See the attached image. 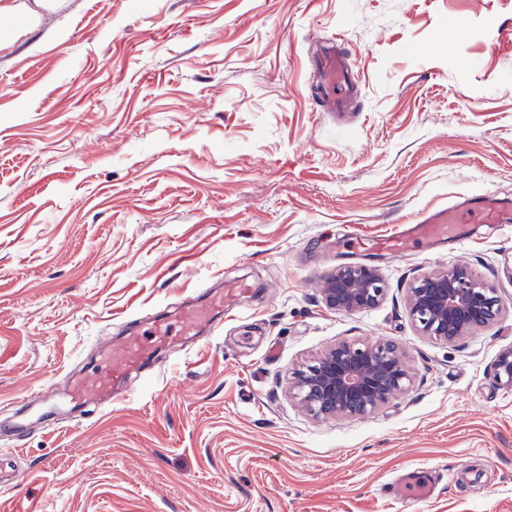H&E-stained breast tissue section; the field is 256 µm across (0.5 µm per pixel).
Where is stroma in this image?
Wrapping results in <instances>:
<instances>
[{
    "instance_id": "stroma-1",
    "label": "stroma",
    "mask_w": 512,
    "mask_h": 512,
    "mask_svg": "<svg viewBox=\"0 0 512 512\" xmlns=\"http://www.w3.org/2000/svg\"><path fill=\"white\" fill-rule=\"evenodd\" d=\"M0 24V421L66 395L97 341L231 282L214 332L179 335L107 410L29 412L0 440V512H512V0H10ZM339 39L359 105L327 112L314 44ZM468 201L462 244L374 239ZM375 268L381 303L321 288ZM468 267L504 309L421 335L419 277ZM398 342L409 387L317 421L289 388L341 341ZM424 468L406 508L388 487ZM385 288L376 269L366 265H345L327 279L322 293L335 311L359 312L376 306ZM396 488L400 495L406 497V503L414 506L416 503L431 497L434 484L428 477V472L415 468L399 476Z\"/></svg>"
}]
</instances>
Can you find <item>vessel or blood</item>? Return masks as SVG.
<instances>
[{
  "label": "vessel or blood",
  "instance_id": "1",
  "mask_svg": "<svg viewBox=\"0 0 512 512\" xmlns=\"http://www.w3.org/2000/svg\"><path fill=\"white\" fill-rule=\"evenodd\" d=\"M317 66L331 110L345 111L358 94V87L350 78L345 55L338 52L334 45H325L317 55ZM464 221L463 207L451 205L426 214L406 229L379 238L375 246L378 250L396 255L411 244L428 240H450L458 243L463 239L461 227ZM248 291V286L242 282L225 285L222 291L213 293L209 301L179 312L178 322L181 329L185 333H192L198 326L209 321L214 310L237 303ZM168 332L169 322L163 319L157 322L152 338L133 333L119 342L104 341L96 366L84 374L71 389L72 402L108 398L116 390L130 389L132 374L166 343ZM396 488L405 497L407 504L413 505L431 497L434 484L427 472L415 468L399 476Z\"/></svg>",
  "mask_w": 512,
  "mask_h": 512
}]
</instances>
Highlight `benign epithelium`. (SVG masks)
I'll return each mask as SVG.
<instances>
[{"mask_svg":"<svg viewBox=\"0 0 512 512\" xmlns=\"http://www.w3.org/2000/svg\"><path fill=\"white\" fill-rule=\"evenodd\" d=\"M384 292L376 269L366 265L339 267L322 288L327 306L342 312L372 308ZM408 307L423 335L448 343L495 321L502 300L493 286L456 267L420 279L409 291ZM494 376L512 385V344L499 351ZM409 382L394 344L342 342L298 370L293 386L313 417L336 418L373 413Z\"/></svg>","mask_w":512,"mask_h":512,"instance_id":"7a95c632","label":"benign epithelium"}]
</instances>
